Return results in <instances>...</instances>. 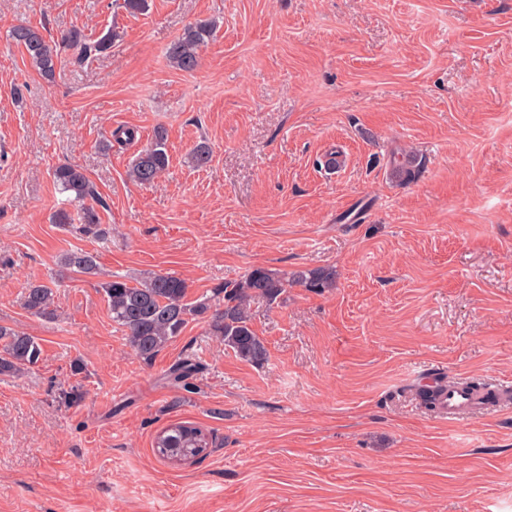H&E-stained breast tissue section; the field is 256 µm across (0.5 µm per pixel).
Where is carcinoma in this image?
Returning a JSON list of instances; mask_svg holds the SVG:
<instances>
[{
	"instance_id": "carcinoma-1",
	"label": "carcinoma",
	"mask_w": 512,
	"mask_h": 512,
	"mask_svg": "<svg viewBox=\"0 0 512 512\" xmlns=\"http://www.w3.org/2000/svg\"><path fill=\"white\" fill-rule=\"evenodd\" d=\"M214 32V23L199 22L185 29L167 48L170 63L181 71L197 68L202 48ZM15 44L22 48L30 65L44 78L55 75L59 49L67 47L77 51V60L90 56L91 52L106 49L116 34L109 32L90 45L79 29L61 34L60 40L45 38L33 26H20L11 33ZM169 165L167 134L162 128L154 131L151 144L142 149L132 161L128 176L140 185L154 183ZM53 179L61 191L81 203L90 199L103 204L102 198L87 175L79 168L63 164L53 171ZM79 232L96 240L106 239L107 231L99 224L92 207L84 211ZM63 264L79 272L99 273L96 255L83 251H71L63 256ZM300 285L312 292H322L336 285V270L322 267L299 270L291 274L267 267L253 268L243 279L228 282L213 289V295L222 297V303L211 300H188L187 282L171 273H153L140 280L123 276L99 283L112 313V321L124 329L134 355L146 364L151 363L172 339L179 336L193 320H204L211 333L224 342L240 360L261 364L267 359L263 340L251 327L249 308L252 302H275L288 287ZM53 289L32 283L26 288L24 308L35 316L52 317L55 314ZM39 340L11 327L0 326V376L16 377L35 366L41 357ZM198 363L186 358L169 372L174 383L186 381L197 371ZM212 445V440L200 428L185 422L173 423L163 428L153 440L158 456L171 461H185L199 456Z\"/></svg>"
}]
</instances>
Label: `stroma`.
Returning <instances> with one entry per match:
<instances>
[{
	"label": "stroma",
	"mask_w": 512,
	"mask_h": 512,
	"mask_svg": "<svg viewBox=\"0 0 512 512\" xmlns=\"http://www.w3.org/2000/svg\"><path fill=\"white\" fill-rule=\"evenodd\" d=\"M122 2L0 0V325L43 349L0 377V512H512V407L451 425L416 396L426 376L512 383V0ZM205 19L215 39L175 69L169 44ZM22 24L118 36L47 80L9 37ZM159 127L169 167L137 185ZM61 163L104 200L107 241L53 224L78 211ZM80 249L192 300L257 266H332L336 286L251 304L262 364L197 320L147 365L98 277L62 265ZM34 282L56 318L24 309ZM188 355L186 390L166 375ZM179 421L215 448L160 460Z\"/></svg>",
	"instance_id": "obj_1"
}]
</instances>
